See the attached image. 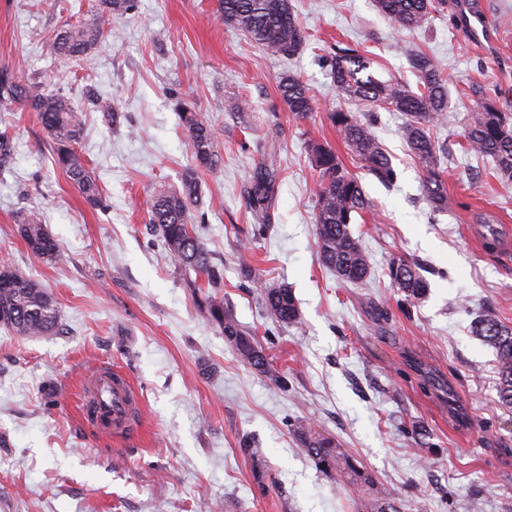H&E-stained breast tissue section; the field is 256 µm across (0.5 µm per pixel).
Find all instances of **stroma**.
Instances as JSON below:
<instances>
[{"instance_id": "obj_1", "label": "stroma", "mask_w": 512, "mask_h": 512, "mask_svg": "<svg viewBox=\"0 0 512 512\" xmlns=\"http://www.w3.org/2000/svg\"><path fill=\"white\" fill-rule=\"evenodd\" d=\"M457 2L408 31L375 0H291L310 39L285 59L225 25L217 0H137L120 40H102L73 65L51 44L63 25L89 16L94 0H0V66L22 65L83 110L88 132L75 149L104 201L95 208L78 194L32 113L0 102V131L19 141L12 173L0 176V265L52 291L60 324L53 336L0 327V512H354L349 489L294 438L299 420L335 437L382 495L419 499L424 512H469L475 500L482 512H512V408L498 399L494 349L471 328L485 308L512 326V181L462 136L475 88L512 113V0H476L495 32L486 48L469 41ZM338 41L367 50L382 80L416 86L409 49L447 73V119L433 135L448 149L451 210L431 214L401 113L379 112L373 126L396 184L362 173L326 118L344 99L318 57ZM288 72L319 100L307 120H295L279 97ZM92 86L121 89L119 130L87 101ZM180 96L218 131L221 161L201 178L207 222L199 232L224 269L218 298L265 349L264 374L206 321L148 228L145 195L180 187L190 164L174 108ZM241 97L251 111L235 110ZM273 123L282 182L274 224L256 240L243 190ZM309 139L331 144L373 203L351 226L371 264L361 283H341L320 261ZM32 209L63 262L27 252L18 221ZM246 239L258 273L292 290L298 325L262 316L240 272ZM398 257L422 263L429 283L411 305L388 276ZM95 364L125 372L143 396V414L123 439L78 421L80 377ZM253 448L274 480L264 492L254 485Z\"/></svg>"}]
</instances>
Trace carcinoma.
<instances>
[{
	"label": "carcinoma",
	"mask_w": 512,
	"mask_h": 512,
	"mask_svg": "<svg viewBox=\"0 0 512 512\" xmlns=\"http://www.w3.org/2000/svg\"><path fill=\"white\" fill-rule=\"evenodd\" d=\"M375 2L379 11L399 29L408 31L428 26L446 4V0ZM135 6L136 0H97L91 17L60 29L52 44L54 53L71 62H80L103 38L118 35L121 23ZM218 7L225 24L241 31L266 54L293 57L308 41L290 0H218ZM406 55L417 77L415 91L398 79L383 81L367 73L370 62L358 46L345 42L331 46L325 54L330 75L339 94L356 105L357 110L331 108L326 117L361 167L379 182L392 184L397 175L386 150L371 132L370 113L380 109L402 113L406 118L403 126L406 144L425 166V200L433 211L446 212L451 200L445 169L441 166L443 148L433 139L431 131L446 119L448 75L425 53L408 51ZM277 90L288 111L298 120H305L319 110L311 88L297 74H283ZM0 100L35 113L52 140L56 164L87 203L101 206L100 185L74 150L85 125L83 113L74 107L70 97L59 89L49 90L17 66H7L0 68ZM118 100L115 92L109 98L97 97L93 102L106 119L115 122ZM176 110L191 165L182 176L181 188H159L147 194L148 224L161 239L164 260L179 271L188 287H197L202 277L208 287L220 288L224 284V268L212 261L195 228V224L205 221V213L199 210V173L214 169L219 161L215 151L216 130L197 111L193 101L177 99ZM464 140L471 153L491 158L496 172L512 180V115L499 111L491 94L481 91L474 100ZM306 148L316 174L314 224L320 259L340 281H362L370 273V262L359 240L352 235L350 224L355 215L371 211L372 203L359 178L343 166L330 145L310 139ZM14 156V138L0 133V176L11 171ZM277 178L275 153L271 150L262 153L245 189L246 203L255 221L252 231L255 239L263 237L272 224ZM20 234L34 257L50 263L62 260L59 244L35 215L28 216L20 225ZM421 271L420 263L403 259L394 260L388 266L393 286L410 303L420 300L429 288ZM242 274L252 282L267 319L283 327L300 321L295 297L287 286L263 280L246 261L242 263ZM200 307L206 319L222 329L225 340L244 364L259 373L267 372L269 361L265 349L224 309V301L204 293ZM58 315L55 297L39 281L19 274L10 266L0 267V326L19 336H53L57 333ZM473 332L495 350L500 376L498 398L503 405L512 406V328L495 313L486 311L474 321ZM294 435L322 471L336 478L337 484L353 489L356 512H422L421 504L415 500L403 504L379 496L368 471L332 436L309 423L298 424Z\"/></svg>",
	"instance_id": "cac0c4a2"
}]
</instances>
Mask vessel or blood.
<instances>
[{
	"label": "vessel or blood",
	"instance_id": "vessel-or-blood-1",
	"mask_svg": "<svg viewBox=\"0 0 512 512\" xmlns=\"http://www.w3.org/2000/svg\"><path fill=\"white\" fill-rule=\"evenodd\" d=\"M79 394L80 422L98 434L125 435L135 416L142 411L138 391L120 371H92L83 378Z\"/></svg>",
	"mask_w": 512,
	"mask_h": 512
}]
</instances>
